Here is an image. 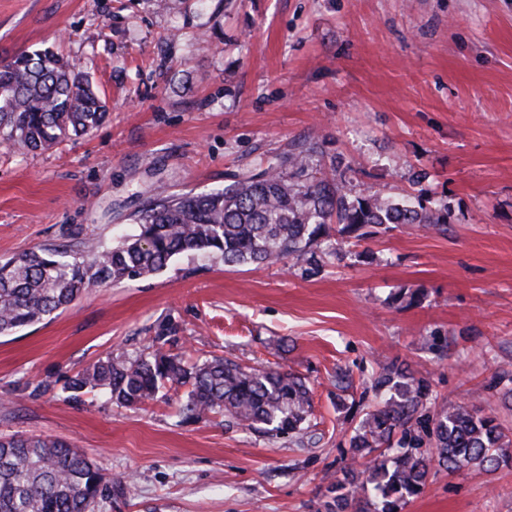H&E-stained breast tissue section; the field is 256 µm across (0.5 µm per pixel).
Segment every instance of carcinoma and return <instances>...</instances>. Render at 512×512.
I'll return each mask as SVG.
<instances>
[{"label":"carcinoma","mask_w":512,"mask_h":512,"mask_svg":"<svg viewBox=\"0 0 512 512\" xmlns=\"http://www.w3.org/2000/svg\"><path fill=\"white\" fill-rule=\"evenodd\" d=\"M107 106L88 76L70 69L51 47L25 51L0 64V141L19 150L82 136L104 121ZM323 162L321 143L308 137L288 146L258 172L245 171L210 193L156 192L113 246L91 238L47 245L0 263V335L46 320L90 288L156 273L186 253L219 257L226 266L285 259L320 260L315 247L376 229L419 224L444 230L448 201L356 195ZM188 387L179 413L190 421L222 413L228 425L275 437L310 428L309 387L278 369H256L229 358L186 363L155 347L108 355L67 379L77 399L96 391L130 407L154 401L166 386ZM378 401L351 438L353 456L331 483L329 512H401L421 493L432 465L446 471L495 472L512 446L492 417L463 405L426 411L427 385L391 364L374 381ZM376 457L361 462L369 454ZM112 482L71 443L45 435L0 438V512H95Z\"/></svg>","instance_id":"cac0c4a2"}]
</instances>
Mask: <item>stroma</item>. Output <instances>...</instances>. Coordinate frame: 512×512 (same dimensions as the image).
<instances>
[{
	"label": "stroma",
	"instance_id": "obj_1",
	"mask_svg": "<svg viewBox=\"0 0 512 512\" xmlns=\"http://www.w3.org/2000/svg\"><path fill=\"white\" fill-rule=\"evenodd\" d=\"M218 2L0 0V62L54 47L109 112L48 150L0 147V261L115 244L157 189H222L310 135L353 193L447 199L448 229L404 224L303 267L185 254L0 336V435L80 448L112 476L100 512H327L394 362L435 404L512 428V0ZM414 289L420 304L390 303ZM167 321L187 360L304 377L318 443L183 422L179 389L133 408L63 391ZM403 512H512V464L431 472Z\"/></svg>",
	"mask_w": 512,
	"mask_h": 512
}]
</instances>
